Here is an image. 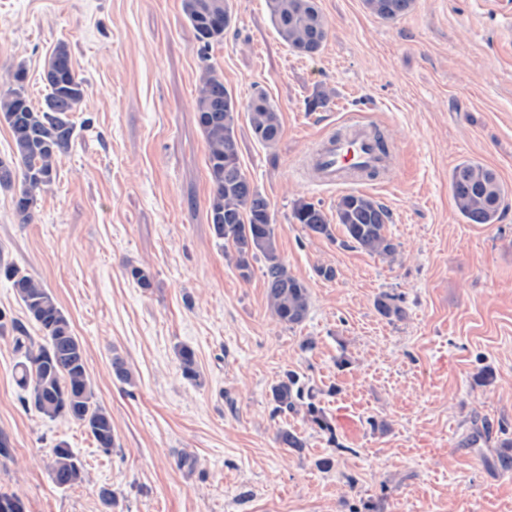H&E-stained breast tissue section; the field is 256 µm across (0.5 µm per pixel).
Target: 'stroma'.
<instances>
[{
  "mask_svg": "<svg viewBox=\"0 0 512 512\" xmlns=\"http://www.w3.org/2000/svg\"><path fill=\"white\" fill-rule=\"evenodd\" d=\"M182 0H0V74L25 62L33 102L58 41H67L88 93L76 136L19 223L0 191V262L41 279L84 346L116 447L103 453L82 427L21 402L11 336H0V490L27 512H512V471L491 452L512 439V0H416L386 22L362 0H318L329 21L314 58L293 54L266 0H232L223 41L202 49ZM213 67L239 104L264 92L282 114L275 149L236 129L240 161L268 198L289 271L310 291L307 319L288 328L267 305L261 270L242 280L208 217L206 144L195 87ZM331 91L312 112L316 90ZM352 119L380 131L389 174L335 186L303 179L312 141ZM499 175L508 207L494 224L459 215L450 176L461 161ZM348 193L390 213L400 254L387 260L292 220L296 202L334 216ZM144 267L153 288L126 268ZM335 270L334 279L317 273ZM407 317L388 322L377 295ZM314 338V350L300 347ZM191 346L201 383L182 375ZM121 353L133 384L112 374ZM294 370L332 422L273 415L269 390ZM490 426L471 443L474 420ZM304 438L298 455L279 427ZM66 440L82 483L56 488L46 464ZM197 468H178L180 453ZM333 461L322 468V459ZM374 308L382 318L391 323L402 321L407 316L405 308L399 304L394 296L387 293H382L376 297Z\"/></svg>",
  "mask_w": 512,
  "mask_h": 512,
  "instance_id": "35a3bbf8",
  "label": "stroma"
}]
</instances>
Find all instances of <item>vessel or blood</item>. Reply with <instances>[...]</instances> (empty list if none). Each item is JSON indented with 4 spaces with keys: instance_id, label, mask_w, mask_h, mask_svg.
I'll return each instance as SVG.
<instances>
[{
    "instance_id": "1",
    "label": "vessel or blood",
    "mask_w": 512,
    "mask_h": 512,
    "mask_svg": "<svg viewBox=\"0 0 512 512\" xmlns=\"http://www.w3.org/2000/svg\"><path fill=\"white\" fill-rule=\"evenodd\" d=\"M308 156L317 169L318 182L333 186L346 175L376 164L382 153L365 125L353 122L347 131L322 138L311 147Z\"/></svg>"
}]
</instances>
